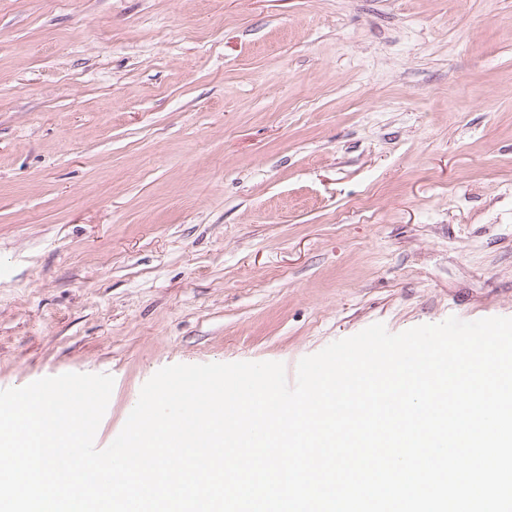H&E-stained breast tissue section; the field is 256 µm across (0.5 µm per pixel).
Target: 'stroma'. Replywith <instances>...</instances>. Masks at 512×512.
<instances>
[{
	"label": "stroma",
	"instance_id": "35a3bbf8",
	"mask_svg": "<svg viewBox=\"0 0 512 512\" xmlns=\"http://www.w3.org/2000/svg\"><path fill=\"white\" fill-rule=\"evenodd\" d=\"M512 317V0H0V389Z\"/></svg>",
	"mask_w": 512,
	"mask_h": 512
}]
</instances>
